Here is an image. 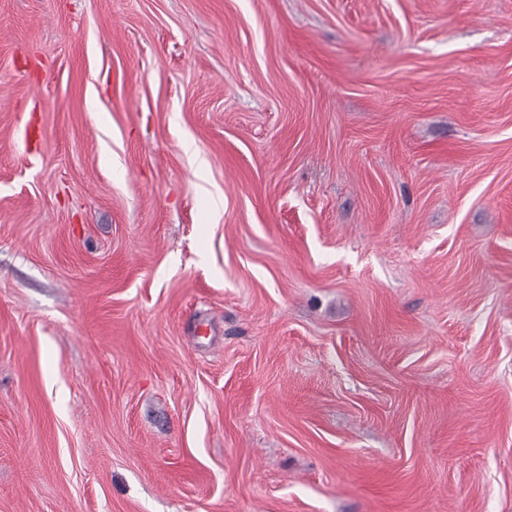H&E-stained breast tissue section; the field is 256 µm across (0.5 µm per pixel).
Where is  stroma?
<instances>
[{"label":"stroma","instance_id":"35a3bbf8","mask_svg":"<svg viewBox=\"0 0 512 512\" xmlns=\"http://www.w3.org/2000/svg\"><path fill=\"white\" fill-rule=\"evenodd\" d=\"M0 512H512V0H0Z\"/></svg>","mask_w":512,"mask_h":512}]
</instances>
